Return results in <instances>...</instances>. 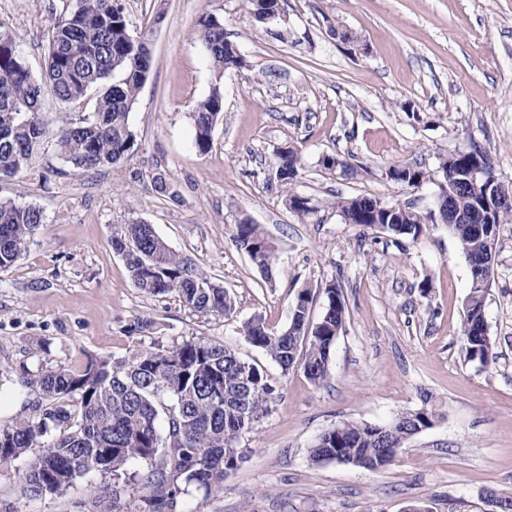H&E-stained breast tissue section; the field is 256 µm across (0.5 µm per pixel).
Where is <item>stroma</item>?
<instances>
[{
	"label": "stroma",
	"mask_w": 512,
	"mask_h": 512,
	"mask_svg": "<svg viewBox=\"0 0 512 512\" xmlns=\"http://www.w3.org/2000/svg\"><path fill=\"white\" fill-rule=\"evenodd\" d=\"M121 2L132 29L149 31L152 56L130 114L132 157L81 172L48 143L28 170L0 181V197L44 215L28 251L0 271V426L32 416L41 401L24 384L27 372L202 336L263 368L276 392L220 488H189L175 512H402L414 501L431 512H490L487 494L512 498V224L498 228L485 303L494 357L483 366L465 357L471 274L447 226L396 239L344 223L333 206L338 195H367L427 212L441 192L442 158L473 147L512 182V0H284L266 24L243 0ZM63 5L0 0V33L33 74ZM206 14L223 21L245 65L219 80L224 114L202 155L192 113L217 81L195 34ZM340 28L355 44L337 39ZM288 145L301 156L293 188L315 208L306 218L285 206L275 177L276 150ZM328 155L352 171L323 168ZM403 166L426 180L391 179L389 169ZM158 174L170 192L155 190ZM243 214L276 245L272 282L232 241ZM140 221L223 285L234 313L205 315L178 294L133 288L112 239ZM329 283L344 297L346 321L326 379L314 384L301 369L281 372L241 326L260 314L285 329L306 287L317 293L309 319L318 322ZM140 319L150 330L133 331ZM422 408L434 411L433 425L390 466L309 459L339 424L385 426ZM25 467L22 458L0 464V512H88L102 487L121 512H143L144 462L36 497L21 493Z\"/></svg>",
	"instance_id": "35a3bbf8"
}]
</instances>
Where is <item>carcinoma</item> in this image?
Returning a JSON list of instances; mask_svg holds the SVG:
<instances>
[{"label":"carcinoma","instance_id":"carcinoma-1","mask_svg":"<svg viewBox=\"0 0 512 512\" xmlns=\"http://www.w3.org/2000/svg\"><path fill=\"white\" fill-rule=\"evenodd\" d=\"M254 20L281 11V0H245ZM198 39L205 45L215 71V84L193 112L194 146L201 155L212 147L213 131L224 112L220 81L224 72L244 66V58L212 16L200 19ZM147 36L137 37L120 0H75V7L55 18L43 76L32 74L13 41L0 34V180L27 170L45 141L55 142L58 156L74 169L92 171L128 160L135 151L129 115L148 78L151 53ZM66 105L93 102L78 118L63 112L55 128L43 118L46 86ZM280 185L298 175L300 157L293 147L276 155ZM399 182L418 186L426 173L410 167L394 169ZM383 202L367 196L339 197V215L359 209L372 212ZM397 238L420 237L426 225L416 216L392 224ZM44 223L32 204L0 199V269L14 265ZM452 235L470 263L471 277L484 268L483 239L457 224ZM233 242L272 281L275 249L258 224H235ZM112 249L123 257L131 284L147 295L176 292L191 310L226 315L234 302L224 287L190 265L144 224H129L112 238ZM325 310L320 320L295 316V326L272 331L260 315L241 326V334L262 349L283 373L297 358L307 366V379H325L323 364L336 342V329L346 319L344 299L334 283L324 287ZM484 302L465 303L461 325L466 358L481 365L492 358L485 335ZM50 407L0 428V463L28 458L22 475L26 496L58 492L90 472L118 474L128 462L148 463L141 476L146 490L144 512H172L182 487H219L224 473L236 466L242 435L269 415L275 387L265 371L243 361L224 345L204 337L179 344L153 343L122 360L90 357L80 369L45 367L29 378ZM369 426L344 423L330 430L311 449L319 463L341 449L343 460L369 468L381 462L368 439ZM92 512H117L107 490L100 489Z\"/></svg>","mask_w":512,"mask_h":512}]
</instances>
